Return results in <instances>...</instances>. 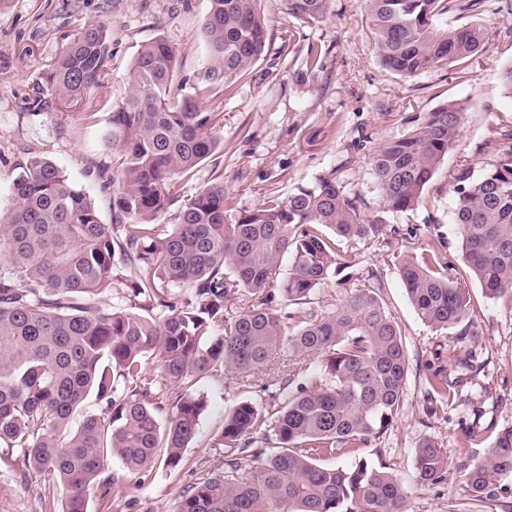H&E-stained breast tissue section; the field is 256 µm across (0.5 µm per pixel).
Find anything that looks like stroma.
<instances>
[{
	"label": "stroma",
	"mask_w": 512,
	"mask_h": 512,
	"mask_svg": "<svg viewBox=\"0 0 512 512\" xmlns=\"http://www.w3.org/2000/svg\"><path fill=\"white\" fill-rule=\"evenodd\" d=\"M497 13L479 15L490 31L480 53L456 69L431 68L403 77L379 62L368 0H332L317 22L286 15L281 0H260L267 20L263 56L238 79L232 91H216L201 106L216 113L218 150L180 177V201L220 184L231 206L228 217L254 210L270 196L288 197L319 179H336L365 218L383 216L373 241L345 244L350 273L377 275L389 311L402 335L409 371L398 420L364 456L390 465L406 491V512H462L469 494L464 473L483 447H463L459 422H478L488 435L512 425V294L489 299L470 284L482 337L477 345L435 332L411 306L396 266L407 251L437 247L456 257L459 234L450 219L455 177L462 166L486 162L503 128L512 129V99L501 71L512 64V0H497ZM208 0H0V215L9 216L15 162L30 148L49 159L95 201L103 223L112 221V193L97 171L112 162L100 131L130 91V69L142 46L164 38L176 53L173 90L190 93L202 54L201 28ZM108 25L111 58L107 88L89 93L81 108L32 112L26 100L39 74L79 31L93 22ZM321 47L318 68H309V46ZM449 101L465 112L458 148L427 185L419 205L404 214L383 213L371 158L383 142L407 135L423 117ZM94 121H84L85 113ZM477 355L476 370L464 382L447 416L429 412L427 380L435 369L451 372L457 359ZM194 393L206 409L199 431L177 472L154 466L145 475L125 472L120 461L109 471L123 483L120 498L95 488L89 512H174L184 490L219 474L224 459L211 440L224 416L242 398L233 375L200 378ZM445 448V480H414V449L423 438ZM62 504L61 490L28 474L19 455L0 462V512H44L45 501Z\"/></svg>",
	"instance_id": "1"
}]
</instances>
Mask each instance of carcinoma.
<instances>
[{"mask_svg": "<svg viewBox=\"0 0 512 512\" xmlns=\"http://www.w3.org/2000/svg\"><path fill=\"white\" fill-rule=\"evenodd\" d=\"M205 54L195 95L171 94L176 67L168 42L144 45L131 69L132 91L103 134L117 156L114 222L52 161L28 152L15 163L12 215L0 221V448L19 452L43 484L65 491L62 512H89L97 483L116 458L130 474L161 461L175 472L196 436L205 404L187 388L214 371L238 375L247 397L224 417L212 448L224 472L189 487L176 512H405L406 492L381 461L363 455L396 421L408 375L402 335L376 277L352 283L336 309L312 308L321 287L350 267L341 241L374 240L384 221H368L333 179L227 219L224 185L203 188L162 238L153 222L178 202V177L220 145L216 113L198 100L232 86L263 55L265 17L258 0H208ZM331 0H282L287 14L318 21ZM382 66L413 76L449 67L482 48L480 24L438 28L449 11H481L488 0H369ZM107 25L86 26L44 70L27 99L33 112H58L105 87ZM464 108L448 102L404 137L381 144L372 174L383 212L419 204L426 185L457 147ZM452 223L458 264L485 297L512 291V131L477 171H458ZM289 256L288 275L280 265ZM134 270L124 279L122 270ZM455 265L432 248L399 260V275L419 318L434 331L480 338L469 291ZM122 287L134 310H104L99 295ZM190 295L178 303L172 289ZM242 305H237V302ZM286 361L279 396L260 406L248 394L256 375ZM319 360L312 371L303 358ZM157 362L161 377L146 365ZM460 376L439 369L428 380L433 412L445 413ZM98 412L73 419L89 395ZM166 398L169 418L159 420ZM266 447L246 462L252 435ZM348 459L346 465L338 461ZM447 452L430 439L414 450L415 481L445 479ZM512 477V427L498 431L466 469L472 497Z\"/></svg>", "mask_w": 512, "mask_h": 512, "instance_id": "1", "label": "carcinoma"}]
</instances>
